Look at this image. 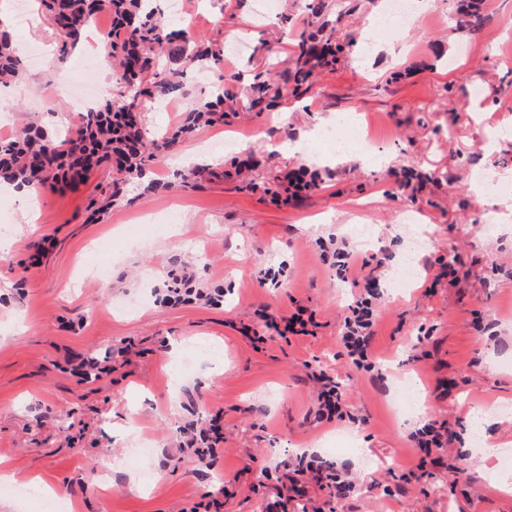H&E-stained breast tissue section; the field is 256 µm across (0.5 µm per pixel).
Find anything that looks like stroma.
<instances>
[{"label":"stroma","mask_w":512,"mask_h":512,"mask_svg":"<svg viewBox=\"0 0 512 512\" xmlns=\"http://www.w3.org/2000/svg\"><path fill=\"white\" fill-rule=\"evenodd\" d=\"M182 3L183 15L167 18L173 28L241 42L223 60L236 88L265 65L286 66L305 17L303 0H277L266 15L261 0ZM384 4L336 0L354 44L318 76L312 97L238 113L152 166L159 180H178L177 159L194 148L224 165L254 152L273 171L326 173L323 188L297 205L274 204L238 180L147 196L143 181L131 179L90 223V198L112 180L103 166L79 191L40 188L37 229L23 235L24 199L0 192V237L13 243L0 257V461L14 475L0 482V512H191L212 498L223 500L222 512H266L275 481L261 468L312 451L393 490L380 501L363 489L344 502L319 491L323 512H512V486L502 483L512 468L486 456L501 445L512 457V199L501 194L512 179L494 177L512 169V135L503 133L512 128V0H484L487 21L476 34L456 28V0H425L412 25L387 33L377 25ZM11 29L18 47L41 45L44 56L0 87V138L30 124L66 135L79 116L56 99L57 88L99 80L102 70L83 69L79 52L59 64L61 38L45 19ZM343 112L369 127L387 118L375 156L338 154L321 142L319 131ZM478 170L492 179L482 201L472 191ZM488 222L496 234L482 232ZM356 224L371 225V241H355ZM414 233L423 245L412 256ZM331 236L385 259L375 376L341 353V317L354 290L321 257L318 243ZM410 256L418 275L396 287ZM176 263L194 288L223 289V300L163 302ZM443 264L457 268L458 285L425 294ZM298 304L314 311V335L257 348L245 337L259 323L257 309L280 314ZM424 353L427 363H418ZM87 358L109 365L89 383L80 376ZM185 360L192 375L173 389L168 375ZM320 370L342 384L365 424H314L312 375ZM448 378L456 388L437 397L438 380ZM405 379L419 391L417 407L400 397ZM430 419L455 432L451 448L464 473L393 480L412 460L407 434ZM214 423L224 446L208 467L183 448V428ZM145 434L155 448L143 458L135 448ZM35 476L55 496H22Z\"/></svg>","instance_id":"35a3bbf8"}]
</instances>
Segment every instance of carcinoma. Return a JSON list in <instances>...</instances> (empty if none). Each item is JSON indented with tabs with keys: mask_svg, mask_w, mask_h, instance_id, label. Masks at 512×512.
<instances>
[{
	"mask_svg": "<svg viewBox=\"0 0 512 512\" xmlns=\"http://www.w3.org/2000/svg\"><path fill=\"white\" fill-rule=\"evenodd\" d=\"M42 14L64 36L59 60L67 58L94 21L97 12L108 9L112 27L102 38L107 57L115 63L113 75L124 91L103 95L82 121L64 139H57L38 127H30L12 138L0 140V179L29 185L68 190L85 185L94 169L112 165L118 178L112 182L109 202L122 197L121 183L141 179L153 161L173 150L178 143L204 126L222 124L239 111L236 96L221 91L216 101L187 103L181 123L172 131L151 134L143 123L145 102L170 98L183 92L186 69L218 64L224 46L201 41L187 50L178 40L180 32L169 30L152 0H39ZM333 0H305L308 29L295 39L288 66L276 74H254L248 109L266 112L275 107L283 92L298 98L312 88L316 72L334 69L342 46L336 43ZM457 27L474 34L485 25L479 0L460 5ZM169 65L161 67L160 57ZM22 74L21 59L9 29L0 25V83L17 80ZM294 179L285 183L278 175L263 181L264 192L274 200H299L304 193L322 188L324 179L317 171L300 167Z\"/></svg>",
	"mask_w": 512,
	"mask_h": 512,
	"instance_id": "obj_1",
	"label": "carcinoma"
}]
</instances>
